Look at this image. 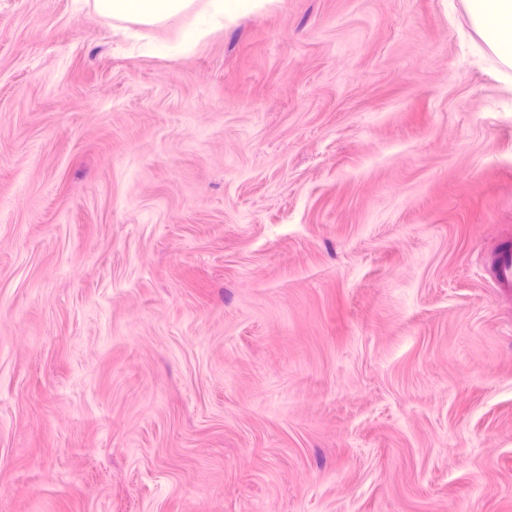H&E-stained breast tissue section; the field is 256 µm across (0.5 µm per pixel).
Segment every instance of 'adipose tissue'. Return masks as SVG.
<instances>
[{"instance_id": "adipose-tissue-1", "label": "adipose tissue", "mask_w": 512, "mask_h": 512, "mask_svg": "<svg viewBox=\"0 0 512 512\" xmlns=\"http://www.w3.org/2000/svg\"><path fill=\"white\" fill-rule=\"evenodd\" d=\"M472 28L498 62L512 69V0H466ZM196 0H94L100 15L146 26L191 12Z\"/></svg>"}]
</instances>
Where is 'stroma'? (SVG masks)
<instances>
[{"mask_svg": "<svg viewBox=\"0 0 512 512\" xmlns=\"http://www.w3.org/2000/svg\"><path fill=\"white\" fill-rule=\"evenodd\" d=\"M505 243L464 0H0V512H512ZM197 0H94L97 13L141 25L164 24L191 12ZM271 0H205L203 10L213 24L232 23L244 14L264 8ZM492 279L501 288H512V252L504 249L497 253L490 269Z\"/></svg>", "mask_w": 512, "mask_h": 512, "instance_id": "1", "label": "stroma"}]
</instances>
